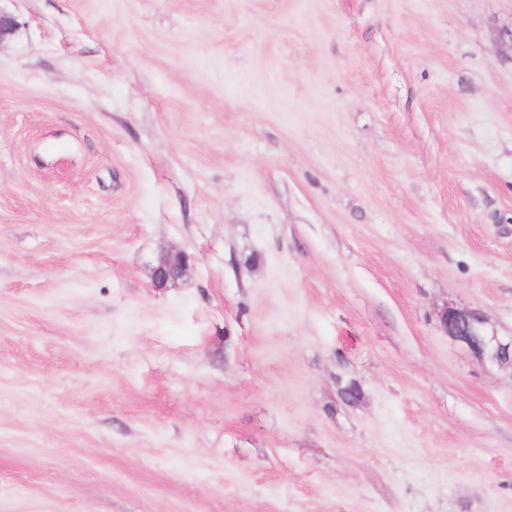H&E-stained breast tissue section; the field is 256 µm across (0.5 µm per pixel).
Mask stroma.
<instances>
[{"label":"stroma","mask_w":512,"mask_h":512,"mask_svg":"<svg viewBox=\"0 0 512 512\" xmlns=\"http://www.w3.org/2000/svg\"><path fill=\"white\" fill-rule=\"evenodd\" d=\"M0 11V512H512V0ZM188 269L185 256L178 254L173 259H162L154 268L152 282L154 287H164L170 280L184 276ZM439 319L448 336L465 344L481 359L501 365H512V339L502 340L490 335L480 312L464 308H447L441 312Z\"/></svg>","instance_id":"1"}]
</instances>
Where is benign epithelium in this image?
<instances>
[{"instance_id": "7a95c632", "label": "benign epithelium", "mask_w": 512, "mask_h": 512, "mask_svg": "<svg viewBox=\"0 0 512 512\" xmlns=\"http://www.w3.org/2000/svg\"><path fill=\"white\" fill-rule=\"evenodd\" d=\"M188 269L185 256L178 254L163 259L154 268V287H164L169 281L184 276ZM440 323L454 340L465 344L483 359L497 364L512 365V339L502 340L487 332L483 315L472 309L447 308L440 314Z\"/></svg>"}]
</instances>
